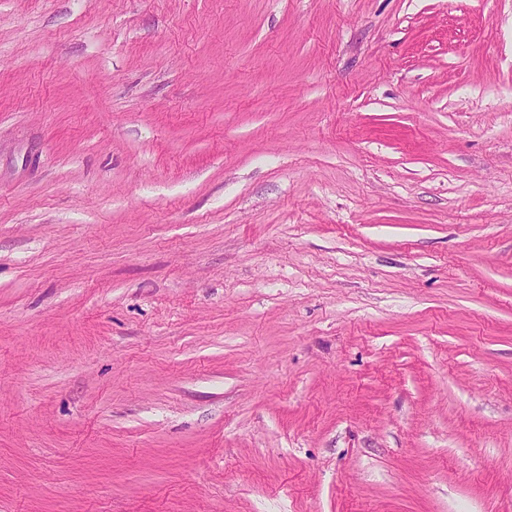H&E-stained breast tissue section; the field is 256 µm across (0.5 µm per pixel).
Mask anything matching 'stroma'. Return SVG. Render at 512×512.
<instances>
[{
	"label": "stroma",
	"instance_id": "1",
	"mask_svg": "<svg viewBox=\"0 0 512 512\" xmlns=\"http://www.w3.org/2000/svg\"><path fill=\"white\" fill-rule=\"evenodd\" d=\"M0 512H512V0H0Z\"/></svg>",
	"mask_w": 512,
	"mask_h": 512
}]
</instances>
